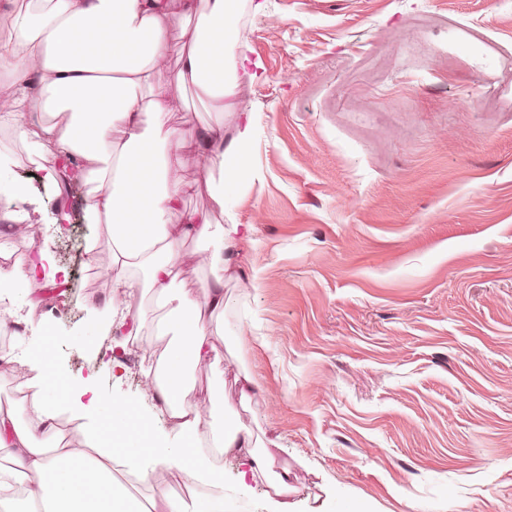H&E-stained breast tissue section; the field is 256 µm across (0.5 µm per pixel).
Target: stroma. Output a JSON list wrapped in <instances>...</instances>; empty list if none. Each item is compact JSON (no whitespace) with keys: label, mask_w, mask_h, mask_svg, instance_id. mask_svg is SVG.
Instances as JSON below:
<instances>
[{"label":"stroma","mask_w":512,"mask_h":512,"mask_svg":"<svg viewBox=\"0 0 512 512\" xmlns=\"http://www.w3.org/2000/svg\"><path fill=\"white\" fill-rule=\"evenodd\" d=\"M238 26L259 64L237 104L263 179L229 202L253 231L190 401L223 393L289 470L292 512H512V0H264ZM10 178L30 197L0 220V258H23L37 222L68 280L0 308L23 326L0 407L25 420L49 333L68 384L93 379L168 431L145 376L169 343L159 308L133 295L138 340L108 332V228L55 220L58 201L84 210L85 186L62 195L20 162ZM222 467L235 512H277L263 479L239 483L236 454Z\"/></svg>","instance_id":"obj_1"}]
</instances>
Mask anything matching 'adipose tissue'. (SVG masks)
<instances>
[{
    "mask_svg": "<svg viewBox=\"0 0 512 512\" xmlns=\"http://www.w3.org/2000/svg\"><path fill=\"white\" fill-rule=\"evenodd\" d=\"M237 0H6L0 20L9 28L0 41V68L14 75L24 94L0 98V113L44 178L60 181L57 159H71L88 188L90 214L111 227L113 292L99 314L109 324L140 335L146 314L132 311L134 294H148L164 307L159 335L172 341L156 360L151 384L182 435L169 445L152 433L138 407L104 406L90 383L54 388L51 338L31 355L35 376L24 424L0 412V447L12 451L0 466V512H187L184 501L167 498L144 508L121 484L115 468L127 466L143 485L158 467L180 470L213 487L196 512H224L221 477L202 460L197 446L203 406L189 402L191 371L209 366L212 327L228 306L226 279L240 226L227 209L229 197L252 173L254 116L239 114L232 135L223 123L179 128L172 119L175 90L196 88L214 112L236 110L242 83L252 81L253 62L239 42ZM191 19L188 50L168 71V36L174 22ZM192 154L205 178L213 208L189 212L173 223L187 185L177 178L183 153ZM204 242L201 260L212 275L203 297L175 284L180 242ZM46 248L0 270V285L33 291L41 281H65ZM67 412L89 428L82 443H66L55 421ZM217 448L243 460L241 478L265 477L276 495H288V474L257 449L253 435L223 415L208 424Z\"/></svg>",
    "mask_w": 512,
    "mask_h": 512,
    "instance_id": "ef3b65f1",
    "label": "adipose tissue"
}]
</instances>
